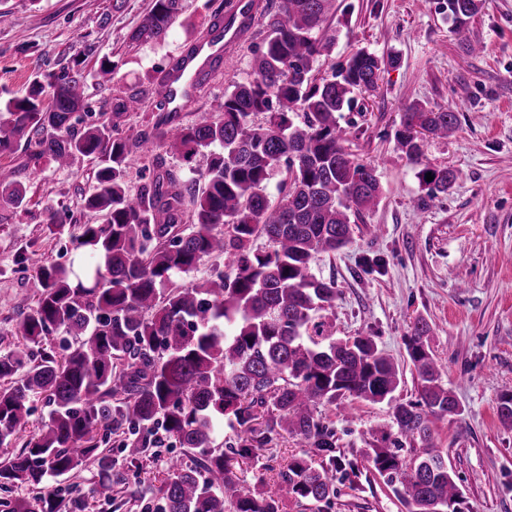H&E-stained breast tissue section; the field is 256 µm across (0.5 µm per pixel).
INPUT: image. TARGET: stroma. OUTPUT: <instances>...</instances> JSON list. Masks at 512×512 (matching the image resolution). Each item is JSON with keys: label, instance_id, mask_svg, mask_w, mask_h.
I'll return each mask as SVG.
<instances>
[{"label": "stroma", "instance_id": "35a3bbf8", "mask_svg": "<svg viewBox=\"0 0 512 512\" xmlns=\"http://www.w3.org/2000/svg\"><path fill=\"white\" fill-rule=\"evenodd\" d=\"M220 0H184V9L159 42L129 45L151 0H0L8 17L0 24V102L24 95L39 71L73 66L72 55L87 50L77 66L88 121L101 120L115 97L150 89L191 41L205 37ZM467 39L449 31L448 0H336L323 25L333 38L313 64L316 76L330 74L358 49L397 53L399 66L381 73L373 93L355 95L340 123L347 148L377 168L383 194L377 206L353 223L351 241L313 266L316 276L334 278L338 295L332 313L337 337L371 336L403 372L397 395L417 397L416 374L404 338L416 319L431 327V347L442 380L464 409L462 421H434V443L447 459L471 512H512V427L498 416L503 395L512 394V0H485L469 23ZM263 37L261 24L225 60L223 68L194 93L182 112L185 123L216 112L224 92L252 75V51ZM482 52H474V45ZM116 61L111 83L93 79L103 57ZM420 102L460 114V128L445 139L428 140L425 161L457 170L447 194L427 210L415 208L421 192L418 169L397 149L394 133L406 106ZM0 165L17 168L26 203L0 224V352L17 341L20 321L36 306L33 271L20 270L25 248L49 263L73 258L67 228L91 222L84 198L96 186L94 164L75 159L68 167L31 165L24 149L0 155ZM57 214L61 230L47 229ZM342 454H358L390 424L383 404L357 401L350 416L323 406ZM305 443L281 435L264 450L276 468L244 471L247 485L273 480ZM168 449L128 465L115 454L126 485L115 504L93 494L98 466L87 463L65 483L81 496L86 512H148L151 495L140 479L163 476ZM288 512H406L384 477L374 470L359 479L336 480L329 502L289 505Z\"/></svg>", "mask_w": 512, "mask_h": 512}]
</instances>
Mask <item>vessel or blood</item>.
<instances>
[{"instance_id": "b4317fda", "label": "vessel or blood", "mask_w": 512, "mask_h": 512, "mask_svg": "<svg viewBox=\"0 0 512 512\" xmlns=\"http://www.w3.org/2000/svg\"><path fill=\"white\" fill-rule=\"evenodd\" d=\"M261 13L260 0H232L224 17L223 27L210 40L200 44L194 55L183 60L180 76L169 77L164 82V94L174 102L191 97L194 91L193 81L198 73L207 69L210 57L247 39V31L239 26L240 18L247 15L255 19Z\"/></svg>"}]
</instances>
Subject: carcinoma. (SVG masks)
<instances>
[{
    "mask_svg": "<svg viewBox=\"0 0 512 512\" xmlns=\"http://www.w3.org/2000/svg\"><path fill=\"white\" fill-rule=\"evenodd\" d=\"M334 2L267 0V35L254 54L253 77L224 92L215 118L185 125L154 88L159 112L152 127L118 132L120 111L141 102L136 92L120 98L107 120L78 129L72 119L83 109V92L65 71L38 74L26 95L5 104L0 154L22 143L35 164L93 160L97 185L85 209L98 221L74 225L67 266L48 264L35 251L20 256L36 270L40 294L19 324L17 343L0 353V379H10L0 386V447L25 427L34 399L50 410L20 448L0 457V490L16 480L38 487L94 458L96 494L112 501V488L125 477L99 448L103 427L121 436L119 448L132 463L154 454L165 437L195 453L190 465L171 459L154 491L156 512H226L228 496L232 512L328 502L336 496V474L357 478L360 469L357 460L336 455V434L318 405L361 400L387 404L397 433L423 447L405 456L383 438L359 452L407 512H469L434 450V420L453 421L463 410L442 380L430 326L419 318L405 336L418 396L403 401L395 396L402 374L373 337L335 336L328 313L336 281L312 273L318 257L350 241V214L375 207L382 195L375 166L345 149L337 114L354 94L374 91L382 69L400 62L394 52L360 49L317 77L313 62L327 51L319 31ZM481 7L482 0H448L450 33L467 38ZM181 11L182 0H153L130 42L164 39ZM459 123L458 112L419 102L403 112L395 140L422 166L418 208L432 206L457 179L452 169L423 165L424 141L448 137ZM156 142L187 163L208 148V167L182 180L157 156L152 177L133 198L129 159ZM282 171L274 199L268 185ZM17 174L0 167V224L8 220L4 211L24 202ZM213 255L224 256L228 270L179 283ZM55 330L79 339L58 352L48 345ZM223 420L238 429L226 451L216 446ZM283 433L304 440L310 453L291 458L271 483L243 485L240 462L259 460ZM85 509L67 487L41 501V512Z\"/></svg>",
    "mask_w": 512,
    "mask_h": 512,
    "instance_id": "carcinoma-1",
    "label": "carcinoma"
}]
</instances>
